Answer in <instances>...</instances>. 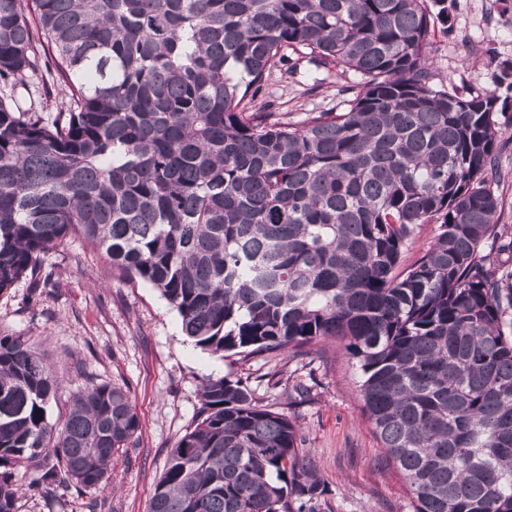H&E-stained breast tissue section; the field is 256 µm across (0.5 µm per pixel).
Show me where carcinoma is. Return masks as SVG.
Listing matches in <instances>:
<instances>
[{
    "instance_id": "carcinoma-1",
    "label": "carcinoma",
    "mask_w": 512,
    "mask_h": 512,
    "mask_svg": "<svg viewBox=\"0 0 512 512\" xmlns=\"http://www.w3.org/2000/svg\"><path fill=\"white\" fill-rule=\"evenodd\" d=\"M426 0H0V294L80 237L157 288L194 346L344 343L413 512H512V225L497 223L493 91L433 86ZM360 77L349 108L250 110L288 52ZM420 224L426 252L401 268ZM0 335V512L107 486L141 429ZM294 419L207 376L149 512H317Z\"/></svg>"
}]
</instances>
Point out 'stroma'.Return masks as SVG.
I'll use <instances>...</instances> for the list:
<instances>
[{"label": "stroma", "mask_w": 512, "mask_h": 512, "mask_svg": "<svg viewBox=\"0 0 512 512\" xmlns=\"http://www.w3.org/2000/svg\"><path fill=\"white\" fill-rule=\"evenodd\" d=\"M427 7L435 20L434 85L496 90L511 117L512 91L497 87L489 61H512V0H427ZM356 80L348 70L325 74L302 64L291 77L272 72L258 102L300 122L312 112L346 109ZM43 264L55 272L52 287L24 279L0 295V334L29 338L63 379V391L47 406L49 421L62 423L72 392L90 382L128 388L141 420L134 443L113 457L110 487L97 495L98 512H148L171 448L195 420L203 377L265 374L275 381L258 385L256 395L296 420L301 446L328 489L321 512H412L402 476L385 459L361 411L358 369L339 342L297 357L285 352L221 358L191 343L158 289L113 271L83 241L68 240ZM299 383L308 393L291 400ZM88 501L73 490L27 491L16 512H88Z\"/></svg>", "instance_id": "35a3bbf8"}]
</instances>
